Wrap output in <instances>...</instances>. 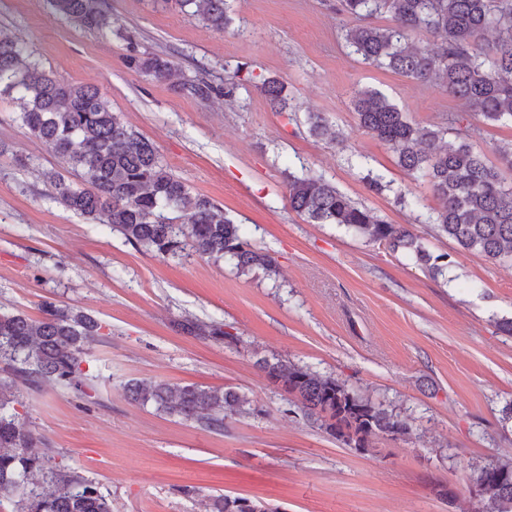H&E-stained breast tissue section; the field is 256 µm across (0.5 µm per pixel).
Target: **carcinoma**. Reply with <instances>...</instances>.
<instances>
[{
	"label": "carcinoma",
	"instance_id": "carcinoma-1",
	"mask_svg": "<svg viewBox=\"0 0 512 512\" xmlns=\"http://www.w3.org/2000/svg\"><path fill=\"white\" fill-rule=\"evenodd\" d=\"M176 2L218 34L232 24L228 0ZM51 5L89 30L110 32L116 24L105 0H51ZM341 11L359 21L344 34L353 54L417 82L438 83L466 108L451 116L457 132L448 142L447 128L415 125L378 90H360L352 97L360 128L388 145L400 167L428 179L438 206L427 212L424 223L435 225L464 250L496 262L512 261V182H504L471 143V119L512 122V0H341ZM383 13L390 15V25L370 23ZM412 32L430 33L440 43L422 50L409 43ZM490 36L497 41L493 53L485 48ZM129 65L151 81L175 76L171 61L160 55H135ZM182 87L202 99L213 90L198 79ZM259 89L276 111L292 108L279 78L263 79ZM0 94L16 100L32 136L81 173L82 188L58 172L48 173L55 199L64 208L111 225L127 241L157 255L190 251L225 259L242 273L254 267L276 270L274 257L254 249L221 207L191 195L163 163L158 148L128 127L98 89L53 79L9 36H0ZM355 163L367 169L364 179L371 190L391 189V182L366 168L362 156H355ZM287 192L291 209L311 224L342 225L433 273L448 267V255H433L407 226L391 224L358 205L321 175L290 172ZM180 328L203 340L235 339L218 323L186 319ZM101 329L90 315L51 301L41 305L37 319L0 309V362L11 368V376L0 379V503L11 502V512H112L95 482L55 463L48 443L15 408L21 389L47 383L86 394L83 355L102 336ZM256 366L272 384L297 397L306 416L349 448H366L379 434L398 439L408 432L398 415L334 377L281 359L261 358ZM127 393L142 406L153 404L215 432L224 431V415L241 414L248 404L232 388L134 381ZM469 489L483 492L478 512H512V464L482 467L470 477ZM206 512L277 510L257 498L219 495L210 498Z\"/></svg>",
	"mask_w": 512,
	"mask_h": 512
}]
</instances>
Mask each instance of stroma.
<instances>
[{
    "instance_id": "obj_1",
    "label": "stroma",
    "mask_w": 512,
    "mask_h": 512,
    "mask_svg": "<svg viewBox=\"0 0 512 512\" xmlns=\"http://www.w3.org/2000/svg\"><path fill=\"white\" fill-rule=\"evenodd\" d=\"M338 0H230L233 23L218 34L174 0H107L120 28L79 27L46 0H0V35L22 40L60 82L91 85L114 112L153 141L189 191L210 198L247 240L277 261L276 273H237L224 260L159 256L110 226L65 209L49 171L59 156L30 137L20 110L0 96V305L35 317L43 301L84 310L103 334L82 367L93 387L22 390L17 410L53 448L57 464L95 481L112 512H204L210 496L263 499L277 512H477L474 468L512 462V263L460 249L421 211L436 207L427 179L364 132L354 90L382 92L422 127L463 112L432 84L365 64L349 53ZM159 54L181 78L214 86L201 99L147 80L131 55ZM244 83L233 97L222 88ZM282 80L292 111H272L256 86ZM309 112L344 138L313 136ZM488 164L512 145V123L479 124L472 138ZM391 181L370 191L350 152ZM321 174L393 224L409 225L450 265L434 275L403 254L335 224H310L286 198L289 173ZM420 207L400 202L399 193ZM223 324L233 343L179 332L176 321ZM279 358L345 380L405 420L398 440L380 436L358 453L303 416L258 370ZM132 379L235 388L247 414L215 433L131 403ZM450 497H443V490Z\"/></svg>"
}]
</instances>
